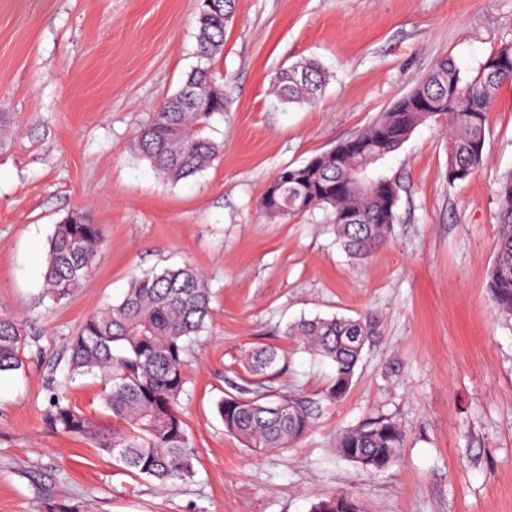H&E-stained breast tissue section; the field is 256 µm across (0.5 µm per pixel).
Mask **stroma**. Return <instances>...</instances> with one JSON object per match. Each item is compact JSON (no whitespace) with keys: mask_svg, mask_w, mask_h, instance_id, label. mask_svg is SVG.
<instances>
[{"mask_svg":"<svg viewBox=\"0 0 512 512\" xmlns=\"http://www.w3.org/2000/svg\"><path fill=\"white\" fill-rule=\"evenodd\" d=\"M200 0H0V314L26 338L21 369L0 376V512H310L351 492L361 512H512V321L488 274L498 178L512 171V83L490 115L487 159L448 181V138L428 121L375 167L399 198L386 244L367 262L336 242L330 212L266 220L277 172L328 151L389 111L444 56L462 71L512 42V0H237L211 63L226 107L220 144L194 177L165 180L139 155L141 128L201 63ZM318 60L322 94L284 105L282 69ZM101 225L88 277L56 301L44 283L49 239L69 212ZM191 263L211 291L206 331L189 344L181 395L195 474L166 486L137 477L92 440L43 416L54 395L117 423L104 381L69 377L66 346L131 280ZM370 322L349 391L333 401L329 362L289 323ZM275 347L260 391L309 404L312 430L259 454L225 432L216 405L242 385L245 350ZM387 418L406 434L381 473L335 451L340 431Z\"/></svg>","mask_w":512,"mask_h":512,"instance_id":"1","label":"stroma"}]
</instances>
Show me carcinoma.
<instances>
[{
	"instance_id": "cac0c4a2",
	"label": "carcinoma",
	"mask_w": 512,
	"mask_h": 512,
	"mask_svg": "<svg viewBox=\"0 0 512 512\" xmlns=\"http://www.w3.org/2000/svg\"><path fill=\"white\" fill-rule=\"evenodd\" d=\"M236 0H204L196 17L198 53L212 59L224 49ZM512 82V43L491 53L470 76L455 60L442 58L391 111L335 148L299 165L279 170L260 203L261 213L286 219L317 207L331 208V222L342 249L356 261L368 260L388 238L398 201L397 184L370 175L374 165L398 150L420 124L433 120L448 134V182L463 181L484 165L489 117L499 87ZM325 75L314 61L285 69L272 80V92L285 103H307L322 90ZM224 112V90L215 73L198 67L178 93L167 98L141 129L138 151L164 178L178 182L206 169L220 147L204 135L211 118ZM498 235L489 288L496 315L512 319V172L498 182ZM104 245L101 225L73 212L55 225L49 240L45 285L58 301L88 276ZM207 278L186 263L132 280L122 300L89 315L67 346L73 375H100L109 389L105 406L126 424L124 432L97 436L96 425L58 397L44 415L59 433L96 439L97 447L131 473L161 484L194 474L196 449L179 411L184 390L186 343L210 317ZM288 336L331 361L328 395L348 391L369 337L359 318L303 319ZM25 338L19 324L0 316V374L23 365ZM271 347L248 351L243 367L252 376L273 368ZM243 387L217 404L225 431L248 447L272 451L293 446L312 428L305 402L295 396H269ZM405 434L396 423L375 419L336 436V454L370 472L401 460ZM311 512H359L356 499L340 492L319 499Z\"/></svg>"
}]
</instances>
